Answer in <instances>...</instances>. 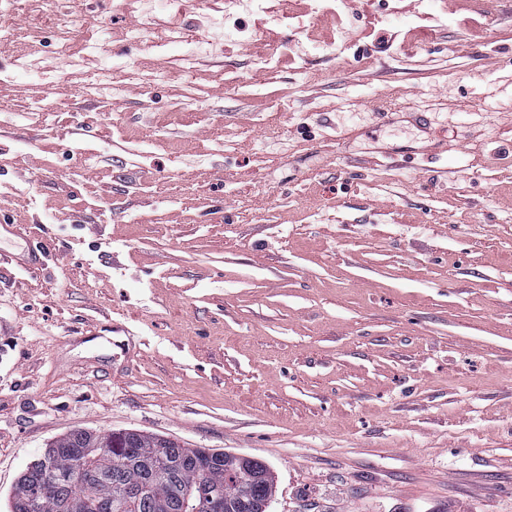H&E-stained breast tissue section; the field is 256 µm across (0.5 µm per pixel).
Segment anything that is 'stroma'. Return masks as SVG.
Returning <instances> with one entry per match:
<instances>
[{"label":"stroma","instance_id":"obj_1","mask_svg":"<svg viewBox=\"0 0 512 512\" xmlns=\"http://www.w3.org/2000/svg\"><path fill=\"white\" fill-rule=\"evenodd\" d=\"M0 220V512L126 428L269 512H512V0H0ZM226 461L230 470L245 475V482L231 490L230 493L224 497V503L221 497H209L211 502L208 503L207 506L217 511H222L224 508L226 512H241L244 510H248V512H267L269 504L253 500L270 501L272 497V477L268 482L260 483L267 479V465L254 457L241 453L232 454ZM249 484H253L250 488V495L253 499L242 490L243 486ZM46 482V473L42 463L32 464L26 467L19 478V486L14 493L11 502V512H30L28 503L24 500L27 490H34Z\"/></svg>","mask_w":512,"mask_h":512}]
</instances>
